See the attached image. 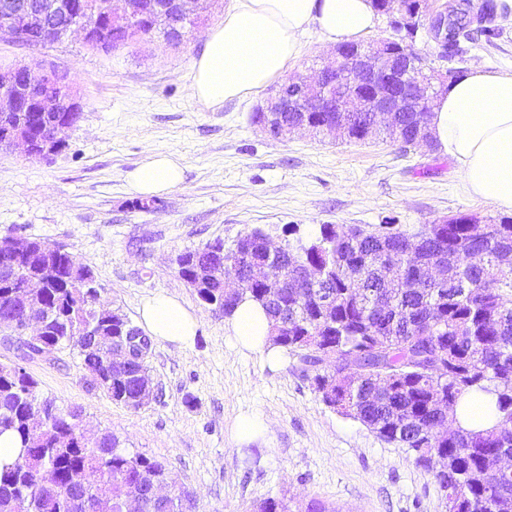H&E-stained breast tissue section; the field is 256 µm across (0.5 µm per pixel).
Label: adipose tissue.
Here are the masks:
<instances>
[{
	"label": "adipose tissue",
	"instance_id": "adipose-tissue-1",
	"mask_svg": "<svg viewBox=\"0 0 512 512\" xmlns=\"http://www.w3.org/2000/svg\"><path fill=\"white\" fill-rule=\"evenodd\" d=\"M376 25L372 0H233L192 63L191 95L210 109L264 86L297 57L310 27H317L327 42L344 43ZM429 123L439 150L454 160L469 193L512 209V73L482 67L461 73L435 101ZM181 180V167L152 150L129 176L131 190L142 196L164 194ZM140 315L147 335L159 342L182 349L195 341L198 318L176 295L144 299ZM227 329L240 349L280 359L282 350L269 340L260 304L241 302Z\"/></svg>",
	"mask_w": 512,
	"mask_h": 512
}]
</instances>
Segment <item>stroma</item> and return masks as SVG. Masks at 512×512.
<instances>
[{
	"label": "stroma",
	"mask_w": 512,
	"mask_h": 512,
	"mask_svg": "<svg viewBox=\"0 0 512 512\" xmlns=\"http://www.w3.org/2000/svg\"><path fill=\"white\" fill-rule=\"evenodd\" d=\"M230 5L217 0L176 47L156 35L109 51L89 49L77 35L36 48L0 41V67L65 71L83 103L61 154L38 160L0 151V236L66 248L131 320H139L144 298L166 292L200 322L190 347L152 342L148 365L159 396L136 412L91 384L76 351L23 361L0 342V363L23 362L41 396L82 408L87 431H112L127 450L162 462L193 492L196 512H251L270 496L302 507L318 499L337 512H444L431 473L327 407L297 357L271 367L261 352L234 348L223 316L184 283L175 259L217 238L232 244L255 227L284 245L289 230L307 239L323 224L405 228L507 210L472 196L436 151L384 136L355 143L262 134L251 115L271 88L216 109L199 106L191 66ZM415 45L440 73L512 72V28L496 26L444 57L426 35ZM151 149L171 155L183 180L144 210L129 175ZM243 414L269 420L270 433L236 442L232 428Z\"/></svg>",
	"instance_id": "1"
}]
</instances>
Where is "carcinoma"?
<instances>
[{
    "label": "carcinoma",
    "mask_w": 512,
    "mask_h": 512,
    "mask_svg": "<svg viewBox=\"0 0 512 512\" xmlns=\"http://www.w3.org/2000/svg\"><path fill=\"white\" fill-rule=\"evenodd\" d=\"M497 0H470L448 11V47L489 32ZM349 140L381 134L378 120L346 115ZM428 116L396 112L399 140L413 146L419 121ZM265 232L253 228L229 246L215 239L176 258L178 275L196 282L205 305L226 316L243 300L261 304L270 320V341L310 364L322 401L359 421L382 440L405 449L433 475L448 512H512V476L490 469L493 458L512 451V217L460 215L441 227L423 224L375 228L320 226L307 243L286 245L276 256L288 271L277 298L251 276L266 259ZM12 271H0V313L21 304L30 290L45 306L44 327L34 353L78 352L94 382L106 373L109 352L96 351L86 336L101 332L122 343L140 341L141 330L112 302L91 267L68 251L45 253L40 243ZM473 251L481 263L468 262ZM224 260L241 283L224 296L219 278L197 281V272ZM324 270L320 283L300 280L299 265ZM435 265L440 275L430 277ZM37 381L12 364H0V435L10 433L17 454L0 460V512H125L131 490L141 494L140 512H182L189 500L181 487L159 499L151 488L166 479L165 466L130 453L110 431L88 436L82 410L59 408L40 396ZM133 380L112 376L107 393L124 403ZM468 393L496 396V421L482 430L456 419ZM456 433L438 436L442 424ZM253 512H290L283 498L267 497Z\"/></svg>",
    "instance_id": "1"
}]
</instances>
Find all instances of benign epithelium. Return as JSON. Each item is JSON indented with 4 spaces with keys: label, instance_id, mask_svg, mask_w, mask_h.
I'll return each instance as SVG.
<instances>
[{
    "label": "benign epithelium",
    "instance_id": "benign-epithelium-1",
    "mask_svg": "<svg viewBox=\"0 0 512 512\" xmlns=\"http://www.w3.org/2000/svg\"><path fill=\"white\" fill-rule=\"evenodd\" d=\"M55 7L46 8L42 0H0V41L34 45L36 32L55 25L62 41L73 34L83 36L86 46L101 48L108 29L126 32L127 41L143 37L138 22L148 20L155 28L169 32L166 41L179 45L186 34L184 24L199 18L211 9L214 0H123L117 10L115 0H52ZM384 13L392 21L407 20L403 0H387ZM335 65L324 68L317 80L293 73L259 106L261 112H295L293 121L279 119L274 124L259 127L273 138H283L296 132L329 139L348 138L345 122L316 128L307 118L310 112H372L385 120L395 112H429L437 98L432 80L425 74L424 53L412 44L393 47L391 40L380 39L357 46L346 53L334 51ZM36 68L16 65L0 68V112H69L65 122L56 121L50 136L36 141L28 124L20 120L0 133L9 142V149L20 147L30 157L42 158L63 140L61 133L75 127L82 119V104L71 90L55 91V76L50 68H42L39 79H33ZM23 313L10 321L6 339L20 349H26L29 334L41 330L42 318L37 302L24 300Z\"/></svg>",
    "mask_w": 512,
    "mask_h": 512
}]
</instances>
